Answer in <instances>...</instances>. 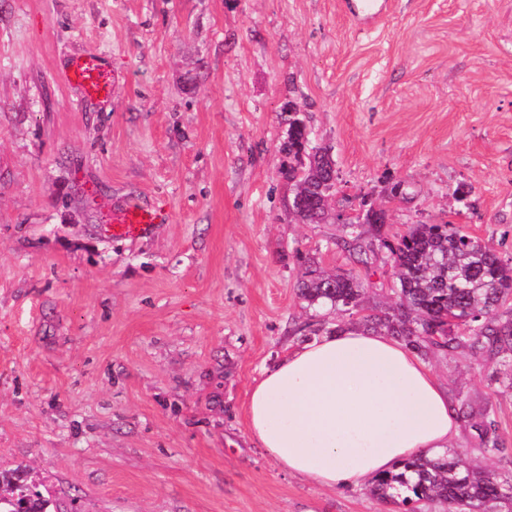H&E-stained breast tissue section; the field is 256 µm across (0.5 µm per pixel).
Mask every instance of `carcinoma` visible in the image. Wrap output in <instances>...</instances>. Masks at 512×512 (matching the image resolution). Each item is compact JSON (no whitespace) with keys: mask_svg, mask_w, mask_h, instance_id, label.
<instances>
[{"mask_svg":"<svg viewBox=\"0 0 512 512\" xmlns=\"http://www.w3.org/2000/svg\"><path fill=\"white\" fill-rule=\"evenodd\" d=\"M286 140L281 152L288 157L281 174L293 186L291 211L305 224L331 219L321 205L322 189L336 185V169L325 157H308L316 150L300 111L288 112ZM379 247L389 254L395 276L394 313L373 320L386 333L418 352L433 347L454 352L477 348L498 360L502 374L512 377V322L494 311L512 301V261L490 245L462 233L451 224H410L406 231L382 234L384 213L365 217ZM343 238L344 246L364 253L371 245L355 225ZM304 271L298 293L310 306H330L338 312L363 309V285L351 272L328 273L314 260L299 257ZM480 451H501L495 421L489 413L479 423ZM374 494L405 506L421 501L446 503L454 512H512V476L475 468L460 456L430 459L423 454L405 462L399 471L375 480ZM50 499L29 473L0 471V512H50Z\"/></svg>","mask_w":512,"mask_h":512,"instance_id":"obj_1","label":"carcinoma"}]
</instances>
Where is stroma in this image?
I'll return each mask as SVG.
<instances>
[{"instance_id": "1", "label": "stroma", "mask_w": 512, "mask_h": 512, "mask_svg": "<svg viewBox=\"0 0 512 512\" xmlns=\"http://www.w3.org/2000/svg\"><path fill=\"white\" fill-rule=\"evenodd\" d=\"M339 2L0 0V471L57 512H404L288 474L249 432L265 368L395 303L386 250L362 264L341 225L293 221L284 110L330 149L337 210L382 199L387 233L450 223L510 259L512 0H389L369 27ZM75 54L111 66L109 99L65 84ZM127 201L169 218L110 237ZM301 254L362 275L367 311L308 306ZM423 361L469 411L455 453L512 473L495 360ZM489 412L482 414V420L479 423L480 448L484 455H493L501 451V443L497 434L495 421L488 419Z\"/></svg>"}]
</instances>
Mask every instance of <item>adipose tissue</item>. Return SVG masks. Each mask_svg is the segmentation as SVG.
I'll return each mask as SVG.
<instances>
[{
    "label": "adipose tissue",
    "instance_id": "adipose-tissue-1",
    "mask_svg": "<svg viewBox=\"0 0 512 512\" xmlns=\"http://www.w3.org/2000/svg\"><path fill=\"white\" fill-rule=\"evenodd\" d=\"M247 415L252 437L281 469L334 489L444 452L458 430L447 391L409 345L349 328L264 370Z\"/></svg>",
    "mask_w": 512,
    "mask_h": 512
}]
</instances>
